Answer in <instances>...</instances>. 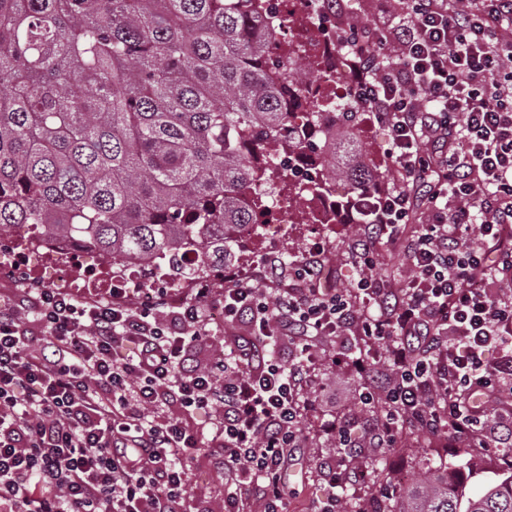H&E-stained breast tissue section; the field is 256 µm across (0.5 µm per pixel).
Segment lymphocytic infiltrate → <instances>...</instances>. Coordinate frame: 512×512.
I'll return each mask as SVG.
<instances>
[{
  "label": "lymphocytic infiltrate",
  "instance_id": "lymphocytic-infiltrate-1",
  "mask_svg": "<svg viewBox=\"0 0 512 512\" xmlns=\"http://www.w3.org/2000/svg\"><path fill=\"white\" fill-rule=\"evenodd\" d=\"M380 5L378 24L336 30L358 73L353 104L386 128L399 181L362 195L356 278L324 287L319 243L269 258L265 276L225 272L224 323L239 334L205 365L209 287L138 308L40 288L36 335L0 304V512H186L208 433L224 512H246L253 493L263 512H286L281 474L322 340L336 345L333 366L368 380L360 401L381 408L372 447L408 429L512 447L483 426L512 424V0ZM416 183L428 203L417 226ZM396 243L398 288L375 273L380 246ZM476 393L486 402L472 404ZM172 408L204 414L208 430Z\"/></svg>",
  "mask_w": 512,
  "mask_h": 512
}]
</instances>
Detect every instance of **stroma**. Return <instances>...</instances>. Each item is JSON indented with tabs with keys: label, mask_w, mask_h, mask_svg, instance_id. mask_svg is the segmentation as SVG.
Segmentation results:
<instances>
[{
	"label": "stroma",
	"mask_w": 512,
	"mask_h": 512,
	"mask_svg": "<svg viewBox=\"0 0 512 512\" xmlns=\"http://www.w3.org/2000/svg\"><path fill=\"white\" fill-rule=\"evenodd\" d=\"M387 130L377 122H363L360 132V156L373 162L377 176L375 189H394L397 178L387 156ZM355 234L349 218L335 224H311L296 216L291 224H265L248 239L242 240L232 252L229 263L238 265L247 257H260L274 251L283 259L302 256L315 242L326 250L325 263L332 274L334 287H348L356 271L347 245ZM321 389L304 415L301 425V446L291 465L293 475L285 479L284 489L288 512H315L319 501L329 490L323 464L346 463L357 474L350 486V501L365 502L379 497L382 486L391 484L394 474L406 477V485L390 498L382 499V512H400L411 487L429 473L469 465L466 481L469 494H480L489 483L501 478L503 461L494 451H482L443 438H428L415 432L405 433L395 448H372L368 445L345 450L336 443L335 427L348 423L355 432L375 424L377 413L358 403L363 384L358 374L328 369L319 375ZM192 479L188 489L187 507L205 506L209 512H224V475L218 470L208 449H201L191 463ZM380 498V497H379Z\"/></svg>",
	"instance_id": "35a3bbf8"
}]
</instances>
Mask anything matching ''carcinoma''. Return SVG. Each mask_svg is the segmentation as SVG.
I'll return each instance as SVG.
<instances>
[{"label": "carcinoma", "instance_id": "1", "mask_svg": "<svg viewBox=\"0 0 512 512\" xmlns=\"http://www.w3.org/2000/svg\"><path fill=\"white\" fill-rule=\"evenodd\" d=\"M253 0H0V231L25 224L73 239L111 262L200 278L224 266L239 228L256 148L306 147L295 119L318 129L323 188L362 186L360 113L280 102L309 81L294 63L269 84ZM196 254L182 263L186 250ZM461 472L435 473L400 512H512V476L465 495Z\"/></svg>", "mask_w": 512, "mask_h": 512}]
</instances>
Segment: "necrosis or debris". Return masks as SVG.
I'll use <instances>...</instances> for the list:
<instances>
[{
  "mask_svg": "<svg viewBox=\"0 0 512 512\" xmlns=\"http://www.w3.org/2000/svg\"><path fill=\"white\" fill-rule=\"evenodd\" d=\"M258 10L270 17L265 29L256 31V39L265 43L268 53L264 60L267 77L276 84L283 83L291 61L311 63L316 77L300 86L298 92L285 99L284 111L307 112L312 106L335 112L337 101L346 99L355 83V74L346 52L336 41V20H321L312 0H258ZM259 167L270 168L274 163H292L296 168L295 181L303 186L300 197L310 223H336L345 211V203L335 194L315 189L319 158L315 155L288 156L271 153L269 148L256 151ZM37 254L53 268L57 278L75 293L89 288L119 289L121 281L140 276L137 263L126 262L121 274H113L105 262L85 263L82 247L63 238H47L33 233L27 244L19 249L0 248V281L26 275L31 270L30 255Z\"/></svg>",
  "mask_w": 512,
  "mask_h": 512,
  "instance_id": "4bbe7bcc",
  "label": "necrosis or debris"
}]
</instances>
